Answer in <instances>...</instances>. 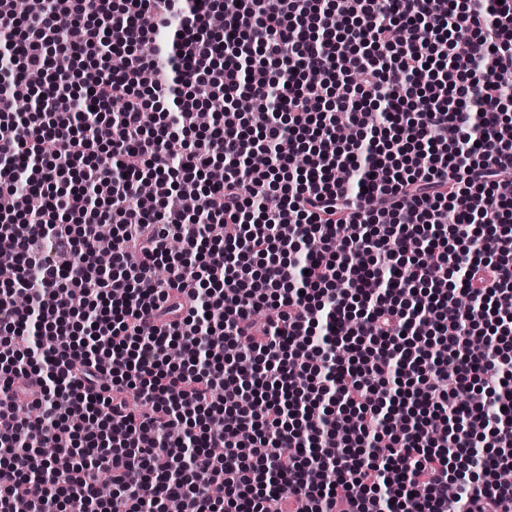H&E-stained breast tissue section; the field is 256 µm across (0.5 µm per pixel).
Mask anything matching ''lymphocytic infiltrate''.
<instances>
[{"label": "lymphocytic infiltrate", "mask_w": 512, "mask_h": 512, "mask_svg": "<svg viewBox=\"0 0 512 512\" xmlns=\"http://www.w3.org/2000/svg\"><path fill=\"white\" fill-rule=\"evenodd\" d=\"M0 28V512H512V0H0ZM31 73L52 109L20 124Z\"/></svg>", "instance_id": "1"}]
</instances>
